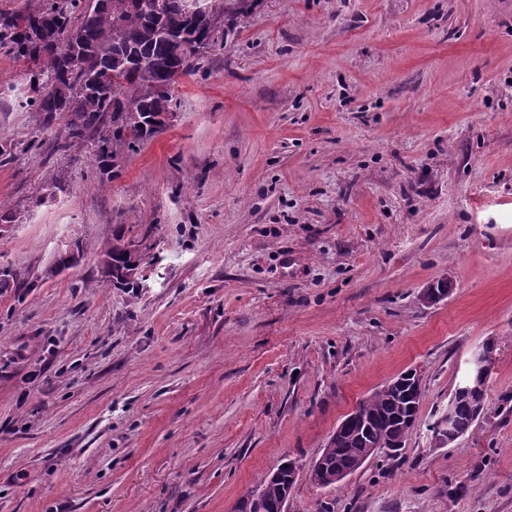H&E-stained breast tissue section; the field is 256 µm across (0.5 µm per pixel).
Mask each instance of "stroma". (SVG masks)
Segmentation results:
<instances>
[{
	"label": "stroma",
	"instance_id": "stroma-1",
	"mask_svg": "<svg viewBox=\"0 0 512 512\" xmlns=\"http://www.w3.org/2000/svg\"><path fill=\"white\" fill-rule=\"evenodd\" d=\"M29 93L0 51V267L36 282L0 290V512H231L289 459L288 512H512V0H259L113 179ZM120 225L135 297L102 274ZM488 342V415L435 447ZM408 369L399 457L313 485Z\"/></svg>",
	"mask_w": 512,
	"mask_h": 512
}]
</instances>
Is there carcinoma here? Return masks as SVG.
<instances>
[{
	"mask_svg": "<svg viewBox=\"0 0 512 512\" xmlns=\"http://www.w3.org/2000/svg\"><path fill=\"white\" fill-rule=\"evenodd\" d=\"M257 2L202 0L198 20L180 0H28L22 10H0V49L27 65V105L47 124L64 118L58 149L96 139L92 165L117 177L119 155L163 127L158 117L171 112L178 79L200 69L202 55L216 47V29L243 23ZM137 247L119 226L101 260L112 285L131 289L134 297L145 281ZM34 287L36 281L15 272L0 274V288L19 296ZM414 402L401 376L374 390L328 440L309 469L310 480L330 487L338 469L353 473L379 452L398 457L413 431L406 418L418 411ZM449 402L456 440L488 414L483 389H457ZM296 478L286 466L265 476L253 490L250 512H281Z\"/></svg>",
	"mask_w": 512,
	"mask_h": 512,
	"instance_id": "carcinoma-1",
	"label": "carcinoma"
}]
</instances>
